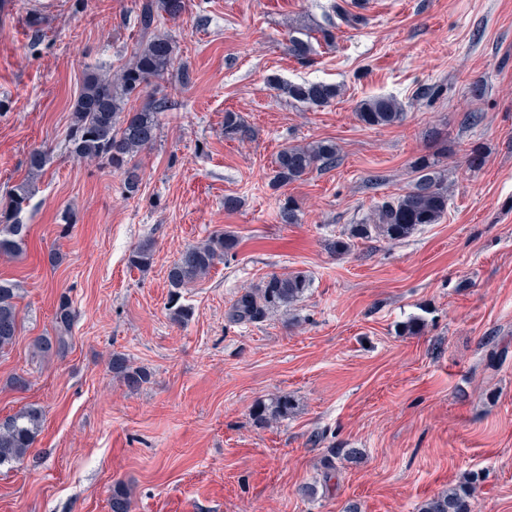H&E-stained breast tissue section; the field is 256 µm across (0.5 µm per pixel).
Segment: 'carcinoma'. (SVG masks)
<instances>
[{
	"label": "carcinoma",
	"instance_id": "obj_1",
	"mask_svg": "<svg viewBox=\"0 0 512 512\" xmlns=\"http://www.w3.org/2000/svg\"><path fill=\"white\" fill-rule=\"evenodd\" d=\"M185 8V0H141L137 15L140 39L133 55L117 76L91 74L84 81L74 109L73 121L67 134V148L71 155L81 160L105 164L121 173L128 197L140 190L143 173L137 155L157 141L158 125L155 115L167 108L165 97L149 102L139 112L125 111L131 97L140 94L144 85L153 77L170 70L175 47L167 33L158 29L160 17H173ZM321 34L325 42L334 39L327 28L308 29L304 37L290 40L288 51L298 59L306 58L312 51L311 39ZM281 91L289 98L314 107H322L339 96L335 85L324 83H288ZM403 115L400 102L393 96H377L363 101L358 107V117L372 127L390 126ZM336 163V145L318 142L305 146L288 145L277 155L274 182L277 185L301 179L313 169L325 168ZM427 159L420 160L415 168L416 179L412 188L398 197L381 203L373 210L370 224H355L345 235L326 241L328 253L334 256L351 251L356 239L382 238L399 241L409 237L418 227L437 224L448 209V188L444 180L431 171ZM33 185L24 181L14 185L5 205L0 207V254L19 251L24 244L28 227L18 218L22 204L30 197ZM239 238L228 231H216L206 240L190 245L169 267L167 280L170 291L172 320L185 323L193 316L192 308L180 303L181 289L207 276L224 259L236 254ZM153 246L148 240L141 242L131 252L129 263L145 269L153 263ZM310 280L302 272L272 274L262 285L245 290L231 304L228 318L236 324L264 321L268 315L287 308L301 300ZM17 289L9 282L0 281V353L11 347L18 332ZM75 318L71 302L61 295L55 312L57 335L40 336L35 340L36 350L47 356H61L66 351L65 335ZM112 372L125 384L137 388L148 379L141 368L131 367L125 358L114 355ZM295 410V403L286 396H276L268 403L253 409L254 420L259 424L286 419ZM43 413L29 407L0 422V466L19 467L41 430ZM358 454L356 448L331 449L324 464V482L336 476V460ZM480 475L470 474L464 482L448 488L425 501L419 512H475V498L480 485ZM111 512H130L131 501L127 493L117 488L112 491Z\"/></svg>",
	"mask_w": 512,
	"mask_h": 512
}]
</instances>
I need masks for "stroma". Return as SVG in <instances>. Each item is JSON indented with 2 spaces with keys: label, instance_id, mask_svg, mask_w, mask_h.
I'll list each match as a JSON object with an SVG mask.
<instances>
[{
  "label": "stroma",
  "instance_id": "obj_1",
  "mask_svg": "<svg viewBox=\"0 0 512 512\" xmlns=\"http://www.w3.org/2000/svg\"><path fill=\"white\" fill-rule=\"evenodd\" d=\"M139 3L0 0V200L30 178L31 151L50 155L23 206L22 250L0 255L19 308L0 420L43 412L24 465L0 468V512H110L118 486L131 512H418L472 472L476 512H512V0H366L362 25L305 60L291 37L326 25L336 0H186L160 25L173 67L126 106L168 99L128 198L118 172L75 159L66 137L86 76L133 53ZM302 82L340 94L317 108L278 89ZM378 95L397 98L401 123L359 120ZM228 112L245 136L225 137ZM322 140L335 167L272 186L284 146ZM423 157L449 186L440 223L329 254L326 239L412 187ZM288 197L294 224L278 216ZM218 229L238 251L182 289L194 314L175 323L168 269ZM146 239L154 259L139 270L128 257ZM291 272L310 279L300 301L228 322L242 288ZM63 294L68 351L44 356L34 341L55 335ZM413 317L421 332L402 334ZM116 354L149 382L129 389ZM279 395L295 412L255 425V403ZM332 448L362 456L338 461L325 490ZM304 484L316 495L301 497Z\"/></svg>",
  "mask_w": 512,
  "mask_h": 512
}]
</instances>
